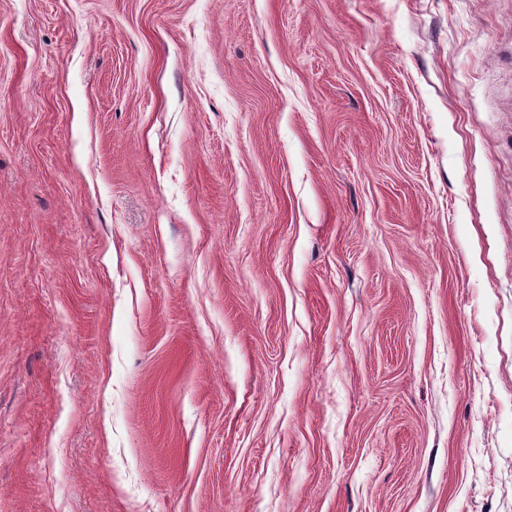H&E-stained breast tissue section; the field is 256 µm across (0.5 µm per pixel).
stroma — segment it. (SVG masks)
I'll list each match as a JSON object with an SVG mask.
<instances>
[{
	"instance_id": "1",
	"label": "stroma",
	"mask_w": 512,
	"mask_h": 512,
	"mask_svg": "<svg viewBox=\"0 0 512 512\" xmlns=\"http://www.w3.org/2000/svg\"><path fill=\"white\" fill-rule=\"evenodd\" d=\"M0 512H512V0H0Z\"/></svg>"
}]
</instances>
